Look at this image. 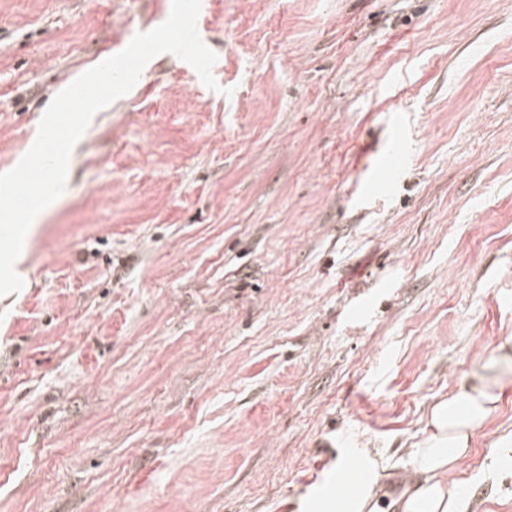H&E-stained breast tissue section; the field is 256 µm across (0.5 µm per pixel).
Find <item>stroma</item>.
Segmentation results:
<instances>
[{
	"label": "stroma",
	"instance_id": "35a3bbf8",
	"mask_svg": "<svg viewBox=\"0 0 512 512\" xmlns=\"http://www.w3.org/2000/svg\"><path fill=\"white\" fill-rule=\"evenodd\" d=\"M171 0H0V173ZM0 296V512H306L512 336V0H201ZM410 160L374 187L403 129ZM512 390L450 479L512 512Z\"/></svg>",
	"mask_w": 512,
	"mask_h": 512
}]
</instances>
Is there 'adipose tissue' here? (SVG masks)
Here are the masks:
<instances>
[{
	"label": "adipose tissue",
	"instance_id": "ef3b65f1",
	"mask_svg": "<svg viewBox=\"0 0 512 512\" xmlns=\"http://www.w3.org/2000/svg\"><path fill=\"white\" fill-rule=\"evenodd\" d=\"M512 387V338L506 339L472 372L469 383L440 397L427 413L425 435L409 451L412 482L399 500L400 512H467L468 503L448 475L468 458L473 440L494 416L507 388ZM356 466L362 480L356 497L311 495L309 512H375L377 485L386 470L371 449H361Z\"/></svg>",
	"mask_w": 512,
	"mask_h": 512
}]
</instances>
